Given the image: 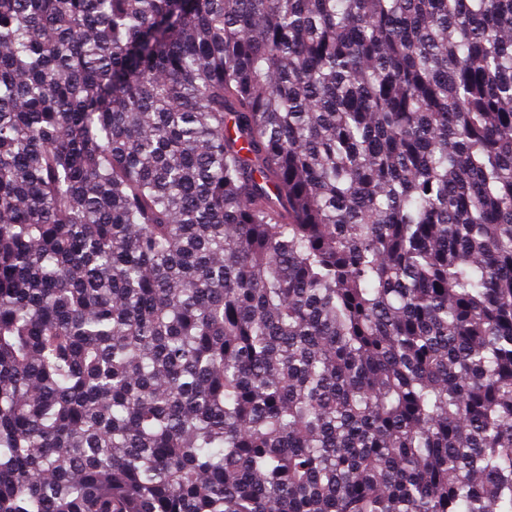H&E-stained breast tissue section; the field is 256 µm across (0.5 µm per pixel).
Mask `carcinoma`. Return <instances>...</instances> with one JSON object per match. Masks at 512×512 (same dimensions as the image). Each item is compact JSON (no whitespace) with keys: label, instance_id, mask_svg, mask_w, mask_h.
Returning a JSON list of instances; mask_svg holds the SVG:
<instances>
[{"label":"carcinoma","instance_id":"obj_1","mask_svg":"<svg viewBox=\"0 0 512 512\" xmlns=\"http://www.w3.org/2000/svg\"><path fill=\"white\" fill-rule=\"evenodd\" d=\"M0 512H512V0H0Z\"/></svg>","mask_w":512,"mask_h":512}]
</instances>
